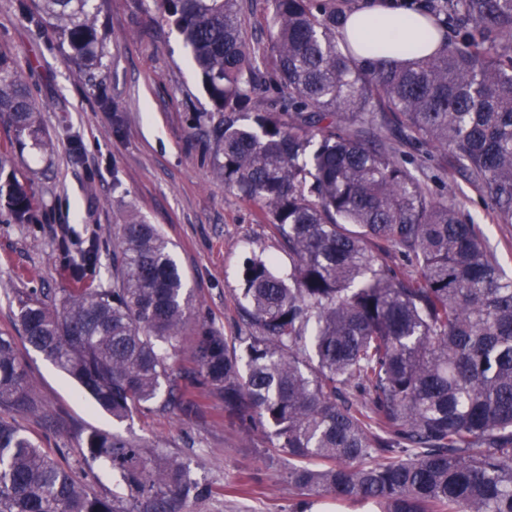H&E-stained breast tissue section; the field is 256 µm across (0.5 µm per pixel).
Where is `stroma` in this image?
Listing matches in <instances>:
<instances>
[{"label":"stroma","mask_w":512,"mask_h":512,"mask_svg":"<svg viewBox=\"0 0 512 512\" xmlns=\"http://www.w3.org/2000/svg\"><path fill=\"white\" fill-rule=\"evenodd\" d=\"M239 4L251 47L268 50L270 0ZM91 6L106 39L102 67L90 84L66 63L54 35L28 21L21 0H0V53L12 58L28 82L55 142L52 155L27 148L16 156L40 203L37 223L17 224L0 211V335L18 338V354L41 405L38 414L16 412L12 418L96 492H122L123 482L101 465L85 464L82 439L90 430L140 438L154 454L189 465L212 493L189 501L188 512H290L298 492L283 480L279 463L270 461L267 438L244 435L225 422L218 395L205 397L202 411L191 418L153 410L116 424L66 373L20 340L19 297L54 300L74 285L67 259L54 246L66 224L100 243L99 267L86 276L97 288L112 285L104 269L112 263L121 224L136 215L157 225L172 244L192 313L227 336L240 333L247 260L271 259L283 275L293 265L258 208L218 175L223 156L204 118L211 102L159 0H92ZM101 92L123 117L121 133H114L111 112L97 103ZM75 136L81 143L77 154L71 148ZM394 146L426 169L434 197L460 206L481 225L512 277V224L490 220L479 194L463 178L449 177V160L440 150L399 138Z\"/></svg>","instance_id":"1"}]
</instances>
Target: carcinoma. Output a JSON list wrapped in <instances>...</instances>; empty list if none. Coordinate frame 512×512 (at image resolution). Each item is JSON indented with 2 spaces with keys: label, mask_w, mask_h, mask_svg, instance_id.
I'll use <instances>...</instances> for the list:
<instances>
[{
  "label": "carcinoma",
  "mask_w": 512,
  "mask_h": 512,
  "mask_svg": "<svg viewBox=\"0 0 512 512\" xmlns=\"http://www.w3.org/2000/svg\"><path fill=\"white\" fill-rule=\"evenodd\" d=\"M90 0H36L78 73L101 64ZM270 54L247 45L239 0H161L212 102L224 184L255 204L294 265L251 258L229 338L193 317L170 242L132 216L112 242V287L83 283L96 240L64 226L57 250L77 288L18 300L24 340L118 424L144 411L196 415L200 391L224 419L266 431L283 478L310 512L324 497L380 512H512V280L480 225L434 198L387 132L449 154L451 171L512 223V0H415L444 37L430 56L355 54L351 0H271ZM247 123L238 112L257 90ZM19 149L54 152L14 62L0 54V118ZM0 205L17 224L37 200L0 151ZM191 365L174 357L184 343ZM37 409L12 337L0 336V410ZM85 462L118 473L98 494L0 416V512H187L211 490L177 457L91 431Z\"/></svg>",
  "instance_id": "1"
}]
</instances>
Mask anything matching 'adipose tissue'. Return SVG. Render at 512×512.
I'll list each match as a JSON object with an SVG mask.
<instances>
[{
    "label": "adipose tissue",
    "mask_w": 512,
    "mask_h": 512,
    "mask_svg": "<svg viewBox=\"0 0 512 512\" xmlns=\"http://www.w3.org/2000/svg\"><path fill=\"white\" fill-rule=\"evenodd\" d=\"M426 26L421 17L386 8L381 0H368L352 12L346 30L350 42L372 47L379 57L406 61L439 49L441 36L424 37Z\"/></svg>",
    "instance_id": "adipose-tissue-1"
}]
</instances>
